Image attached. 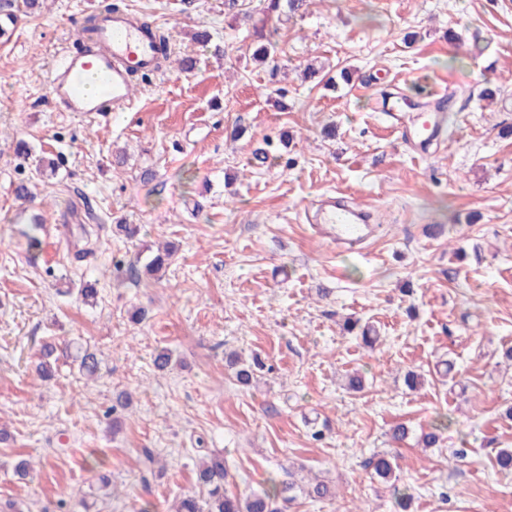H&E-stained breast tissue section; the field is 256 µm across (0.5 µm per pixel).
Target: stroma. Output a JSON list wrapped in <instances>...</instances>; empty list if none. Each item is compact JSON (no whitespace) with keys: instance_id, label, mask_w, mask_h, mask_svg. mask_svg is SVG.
I'll return each instance as SVG.
<instances>
[{"instance_id":"35a3bbf8","label":"stroma","mask_w":512,"mask_h":512,"mask_svg":"<svg viewBox=\"0 0 512 512\" xmlns=\"http://www.w3.org/2000/svg\"><path fill=\"white\" fill-rule=\"evenodd\" d=\"M105 4L42 0L0 41V512L63 499L70 512L145 499L173 512L207 454L238 496L271 479L335 491L297 493L282 512H512V476L495 466L512 448V0H310L269 20L263 0H121L168 35L160 74L136 82L130 111H58L51 65L82 50L80 25ZM259 20L271 63L252 58ZM310 65L351 82L303 81ZM436 87L453 97L448 132L423 156L374 104L419 105ZM42 156L59 170L32 180ZM333 195L379 224L363 253L313 227ZM30 208L43 219L35 257ZM168 243L163 279L131 281L128 264ZM85 281L95 305L76 293ZM349 317L375 327V347L344 330ZM46 343L48 381L34 371ZM163 348L166 373L153 366ZM84 350L102 360L97 381L78 369ZM230 352L265 363L253 385L235 380ZM410 370L425 376L415 391ZM354 372L362 391L346 388ZM122 391L132 403L113 410ZM440 414L453 420L440 447L418 446ZM399 422L412 436L396 444ZM144 447L165 466L147 489ZM376 453L395 456L396 485L372 476ZM397 485L412 489L407 508Z\"/></svg>"}]
</instances>
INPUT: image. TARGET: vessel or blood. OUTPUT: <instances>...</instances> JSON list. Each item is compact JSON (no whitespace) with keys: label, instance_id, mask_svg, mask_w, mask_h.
<instances>
[{"label":"vessel or blood","instance_id":"vessel-or-blood-1","mask_svg":"<svg viewBox=\"0 0 512 512\" xmlns=\"http://www.w3.org/2000/svg\"><path fill=\"white\" fill-rule=\"evenodd\" d=\"M93 46L82 53H64L50 73L52 97L66 112L107 113L126 111L131 102V79L153 72L158 47L133 20L115 15L106 18L93 34ZM434 108L419 115L394 114L401 136L428 147L440 141L447 127L442 105L447 94L432 89ZM320 223L330 225V237L339 243L364 239L369 228L360 211L325 200Z\"/></svg>","mask_w":512,"mask_h":512}]
</instances>
